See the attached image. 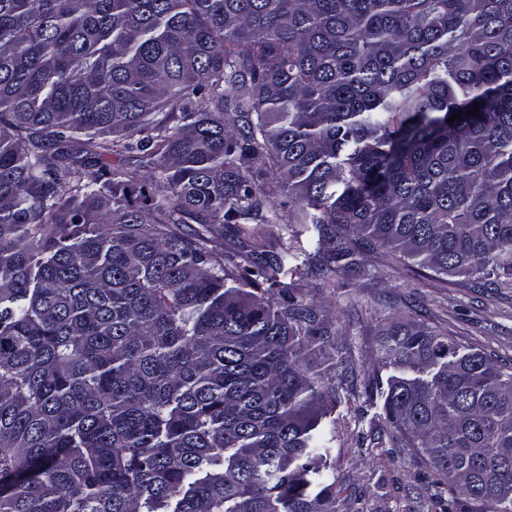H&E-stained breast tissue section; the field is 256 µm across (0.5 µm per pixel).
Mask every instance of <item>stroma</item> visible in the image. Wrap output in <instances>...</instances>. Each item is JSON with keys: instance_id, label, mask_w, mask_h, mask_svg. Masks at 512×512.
<instances>
[{"instance_id": "stroma-1", "label": "stroma", "mask_w": 512, "mask_h": 512, "mask_svg": "<svg viewBox=\"0 0 512 512\" xmlns=\"http://www.w3.org/2000/svg\"><path fill=\"white\" fill-rule=\"evenodd\" d=\"M298 237L284 282L296 295L330 305L336 319L335 348L319 357L315 372L336 389L320 423L335 430L328 459L336 477L337 512H449L451 496L412 448L398 447L385 413L389 369H375L378 324L400 315L448 331L466 349L512 370V287L504 278L483 285L442 279L379 245L359 241V269L325 278L305 262L314 251L312 225L257 224L256 251H281L288 234Z\"/></svg>"}]
</instances>
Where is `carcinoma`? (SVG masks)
<instances>
[{
	"label": "carcinoma",
	"mask_w": 512,
	"mask_h": 512,
	"mask_svg": "<svg viewBox=\"0 0 512 512\" xmlns=\"http://www.w3.org/2000/svg\"><path fill=\"white\" fill-rule=\"evenodd\" d=\"M211 224L512 277V0H0V512H337L331 326ZM380 336L396 442L512 512V371ZM253 229L252 242L254 247L243 248L236 233L235 224H214L213 235L215 240L224 245V252H240L243 255L250 250L280 252L287 240V233L283 224H248Z\"/></svg>",
	"instance_id": "cac0c4a2"
}]
</instances>
